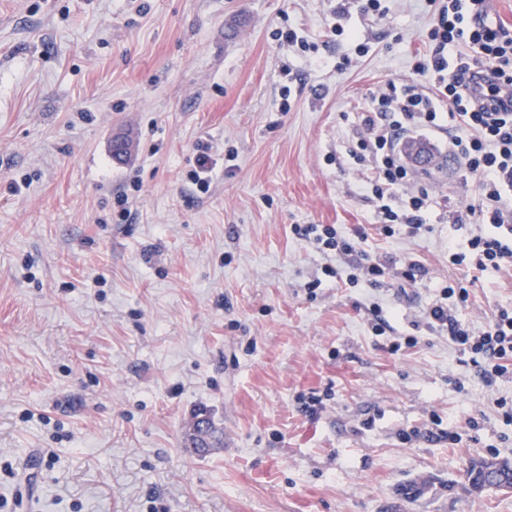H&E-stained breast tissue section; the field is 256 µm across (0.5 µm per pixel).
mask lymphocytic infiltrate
I'll use <instances>...</instances> for the list:
<instances>
[{"label":"lymphocytic infiltrate","instance_id":"obj_1","mask_svg":"<svg viewBox=\"0 0 512 512\" xmlns=\"http://www.w3.org/2000/svg\"><path fill=\"white\" fill-rule=\"evenodd\" d=\"M486 0H440L431 24L432 50L415 67L412 81H391L373 108L363 113L356 157L373 171L363 187L378 201L379 232L396 229L418 234L428 221L430 191L420 185L403 160L400 145L413 134L447 129L460 169L477 183L478 204L468 208L478 231L465 248L449 246L456 266L478 271L512 267V110L502 95L512 87V30L484 21ZM466 45L468 54L449 61L448 49ZM447 101V113L437 101ZM450 127H443L444 117ZM292 232L316 249L348 256L364 239L363 229L352 235L332 224H296ZM424 273L416 261L364 254L347 281L376 286L385 280L413 281ZM469 289L460 281L443 287L439 300L426 310L428 327L447 336L454 350L473 365L485 385L512 374V309L502 308L481 330L456 316L467 302Z\"/></svg>","mask_w":512,"mask_h":512}]
</instances>
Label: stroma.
I'll return each mask as SVG.
<instances>
[{
	"instance_id": "stroma-1",
	"label": "stroma",
	"mask_w": 512,
	"mask_h": 512,
	"mask_svg": "<svg viewBox=\"0 0 512 512\" xmlns=\"http://www.w3.org/2000/svg\"><path fill=\"white\" fill-rule=\"evenodd\" d=\"M336 4L0 0V466L16 471L0 512H512V493L461 478L470 458L512 459V379L484 385L423 320L468 274L448 246L470 236L453 217L475 182L447 133H425L440 195L425 231L387 238L351 154L379 87L429 54L435 6L349 0L353 43L330 32ZM204 150L205 195L187 179ZM295 224L368 226L362 250L425 274L346 285L324 269L351 257ZM510 305L512 269L490 270L457 314L479 330ZM201 408L222 442L190 458ZM421 476L433 488L403 501Z\"/></svg>"
}]
</instances>
